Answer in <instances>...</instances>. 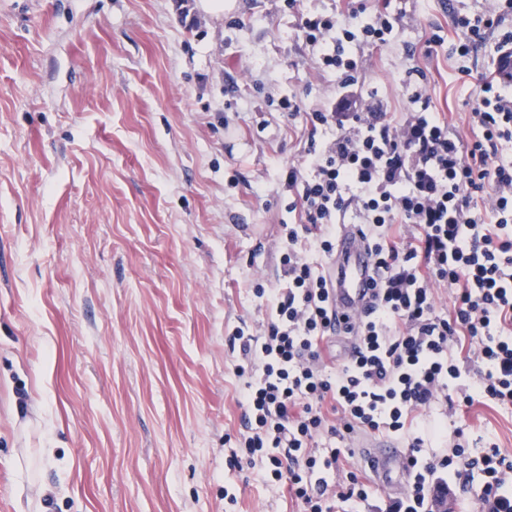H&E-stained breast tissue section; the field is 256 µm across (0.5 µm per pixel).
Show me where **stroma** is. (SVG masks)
<instances>
[{
    "label": "stroma",
    "mask_w": 512,
    "mask_h": 512,
    "mask_svg": "<svg viewBox=\"0 0 512 512\" xmlns=\"http://www.w3.org/2000/svg\"><path fill=\"white\" fill-rule=\"evenodd\" d=\"M365 87L403 113L407 68L469 137L453 10L399 0ZM299 13V12H298ZM283 0H0V512H304L239 449L229 339L264 332L283 283L289 165L309 137L275 110L336 95ZM428 418L512 456V409L439 397Z\"/></svg>",
    "instance_id": "1"
}]
</instances>
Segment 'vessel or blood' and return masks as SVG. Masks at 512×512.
<instances>
[{
    "instance_id": "b4317fda",
    "label": "vessel or blood",
    "mask_w": 512,
    "mask_h": 512,
    "mask_svg": "<svg viewBox=\"0 0 512 512\" xmlns=\"http://www.w3.org/2000/svg\"><path fill=\"white\" fill-rule=\"evenodd\" d=\"M336 313L350 320L364 314L370 304L372 259L357 224L341 225L336 246ZM377 484L398 494L410 479L408 456L404 448L375 438L360 439L356 445Z\"/></svg>"
}]
</instances>
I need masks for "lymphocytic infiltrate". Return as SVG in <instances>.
<instances>
[{"label":"lymphocytic infiltrate","instance_id":"1","mask_svg":"<svg viewBox=\"0 0 512 512\" xmlns=\"http://www.w3.org/2000/svg\"><path fill=\"white\" fill-rule=\"evenodd\" d=\"M401 15L391 0H335L326 13H301L298 31L317 70L335 75L336 97L307 113L290 97L279 107L303 117L309 133L339 134L289 166L288 210L299 221L282 237L288 284L266 298V334L233 338L250 371L241 444L306 512L368 505L371 487L343 463L341 442L357 430L399 437L408 451L411 481L388 512H430L432 489L445 481L479 512H512L511 457L494 443L479 454L460 442L446 455L428 452L445 429L418 422L447 390L468 406L512 407V94L478 60L512 53V0L453 11L425 41L426 57L449 42L467 61L459 73L476 91L467 140L438 111L420 66L402 85L403 118L364 95L365 52L391 42ZM351 210L373 259L372 304L345 328L353 355L330 369L322 350L336 336L331 258ZM438 284L448 289L445 313Z\"/></svg>","mask_w":512,"mask_h":512}]
</instances>
